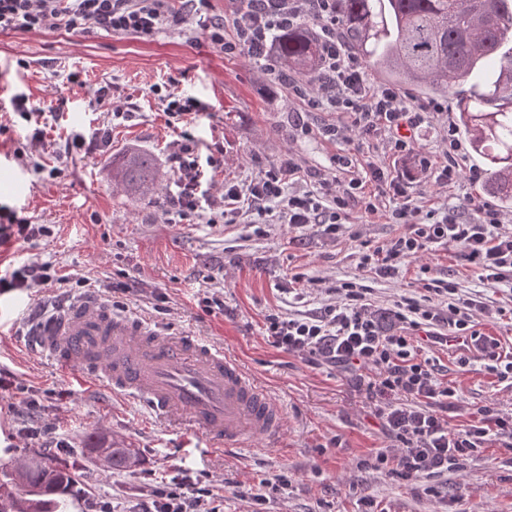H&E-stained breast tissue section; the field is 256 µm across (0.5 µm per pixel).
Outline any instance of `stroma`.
<instances>
[{
  "label": "stroma",
  "mask_w": 512,
  "mask_h": 512,
  "mask_svg": "<svg viewBox=\"0 0 512 512\" xmlns=\"http://www.w3.org/2000/svg\"><path fill=\"white\" fill-rule=\"evenodd\" d=\"M198 18L151 38L63 29L0 33V94L10 99L25 92L46 124L45 142L36 147L23 120L0 112V205L54 230L34 245L17 244L0 253V264L37 259L66 278L39 297L26 290L0 294V363L15 370L37 401L31 409L20 404L0 411V467L43 455L41 441L19 433L36 416L74 448L105 441L141 454L140 465L126 471H107L100 462L83 459L80 492L66 496L62 512H87L91 499L111 502L112 512H128L147 501L161 480L201 470L221 488L223 512H251V500L236 495L237 486L254 487L282 473L290 486L269 494L265 512H358L363 494L375 500L379 512H512V452L494 443L460 470L436 479L433 494L426 482L407 485L361 468V460L391 445L362 388L367 372L312 363L271 347L264 337L270 311L295 317L319 312L326 304L327 295L316 289L301 298L288 294V281L297 273L329 287L359 279L371 287L380 311L392 309L412 287L418 263H406L400 279L375 282L360 271L358 261L362 246H379L404 233V226L384 217L393 199L380 198V215L345 225L334 238L314 224L302 229L255 224L247 215L234 224H170L163 215L165 201L135 202L113 188L112 163L132 150L151 154L163 188L173 187L178 130L164 102L149 91L164 82L200 105L186 129L194 138L192 156L203 184L245 182L290 156L316 177L333 168L336 156L349 155L354 169L341 172L344 180L365 177L377 162L412 168V157L382 153L378 141L361 145L321 136L320 128L344 124L345 115L306 111L261 65L244 55L220 53L203 35ZM74 73L80 74V83L71 82ZM102 90L129 112V119L96 107ZM299 118L310 134L296 131ZM102 128L107 141L94 154H65L69 134L90 137ZM215 153L222 162L213 167L207 159ZM39 164L44 167L40 173L35 170ZM55 167L60 177L49 176ZM409 194L414 201L455 206L463 213L470 201L488 198L484 182L465 179L440 187L424 178ZM422 262L438 277L454 278L463 291L483 288L479 270L464 265L453 251L437 249ZM86 276L103 284H130L126 312L223 346L285 404L278 446L257 440L242 448H208L196 433L159 426L139 404L114 399L102 386L34 355L26 338L31 310L80 296L74 282ZM214 293L223 297L224 311L209 315L201 301ZM424 355L438 377L458 390L444 411L450 426L469 423L477 408L490 402L512 408V387L479 364L460 365L457 354L431 347ZM60 390L65 398H57Z\"/></svg>",
  "instance_id": "obj_1"
}]
</instances>
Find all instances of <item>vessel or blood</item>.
Listing matches in <instances>:
<instances>
[{
    "instance_id": "b4317fda",
    "label": "vessel or blood",
    "mask_w": 512,
    "mask_h": 512,
    "mask_svg": "<svg viewBox=\"0 0 512 512\" xmlns=\"http://www.w3.org/2000/svg\"><path fill=\"white\" fill-rule=\"evenodd\" d=\"M31 337L35 354L115 398L144 405L156 423L202 434L211 446L282 435L283 406L223 347L135 314H114L99 297L80 296L44 312Z\"/></svg>"
}]
</instances>
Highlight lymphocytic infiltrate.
<instances>
[{"label":"lymphocytic infiltrate","instance_id":"lymphocytic-infiltrate-1","mask_svg":"<svg viewBox=\"0 0 512 512\" xmlns=\"http://www.w3.org/2000/svg\"><path fill=\"white\" fill-rule=\"evenodd\" d=\"M203 0H0V32L30 33L65 29L90 34L95 31L150 38L165 30H178L189 14L198 12ZM234 19L235 36L224 37V19L208 17L204 31L220 52L246 55L262 61L267 72L281 77L274 59L272 37L299 22L313 21L319 29L318 78H285L289 89L308 111L333 110L346 114L344 125L321 128L322 136L367 142L385 137L391 155H416L421 171L447 186L468 177L479 182L482 174L463 172L458 156L462 143L455 127L444 129L443 147L434 154L420 152L412 135L430 116L446 115L438 101H419L387 86L375 88L365 79V64L337 30L335 0H245ZM283 77V76H282ZM173 159L177 165V191L168 211L180 220L209 224L233 223L252 213L266 224L302 228L321 225L337 235L353 212L370 217L378 212L379 198L396 200L391 223L405 225V233L389 243L361 252L359 268L374 278L397 279L402 263L421 260L438 246L455 250L460 258L481 272L484 292L463 293L452 280L434 276L429 265L420 267L418 286L401 295L391 312V326H383L368 298V288L352 280L333 288V303L317 315L286 318L272 312L265 317V335L272 347L332 366L374 371L367 385L372 413L398 446L379 450L373 469L385 476L418 482L456 469L476 449L495 442L512 447V412L499 403L478 408L476 422L449 426L441 413L457 391L441 380L428 359L424 344L447 346L449 336L459 338L461 364L476 353L485 371L512 380V351L500 341L482 339L479 318L492 317L490 296L512 288V221L488 202L474 204L470 215L457 209L424 208L408 201V184L386 166L371 165L367 179L341 180L336 172L320 176L316 187L294 190L302 181L300 166L287 160L246 183L226 184L219 193L202 189L195 162L189 161L191 136L181 132ZM44 224L32 223L15 209L0 206V248L32 244L51 237ZM59 278L53 266L31 261L0 274V293L50 287ZM212 484L199 477H182L153 492L141 512H219L212 506Z\"/></svg>","mask_w":512,"mask_h":512}]
</instances>
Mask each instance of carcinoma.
Returning <instances> with one entry per match:
<instances>
[{"mask_svg": "<svg viewBox=\"0 0 512 512\" xmlns=\"http://www.w3.org/2000/svg\"><path fill=\"white\" fill-rule=\"evenodd\" d=\"M336 18L365 64L396 86L456 100V128L485 160L486 188L512 209V0H336ZM275 50L286 70L319 73L316 38L306 22L277 32ZM498 68L478 88L462 85ZM112 183L135 200L159 198L153 158L123 157ZM113 470L139 464L138 452L110 444L90 449ZM0 512H59L76 475L50 455L3 471Z\"/></svg>", "mask_w": 512, "mask_h": 512, "instance_id": "1", "label": "carcinoma"}]
</instances>
